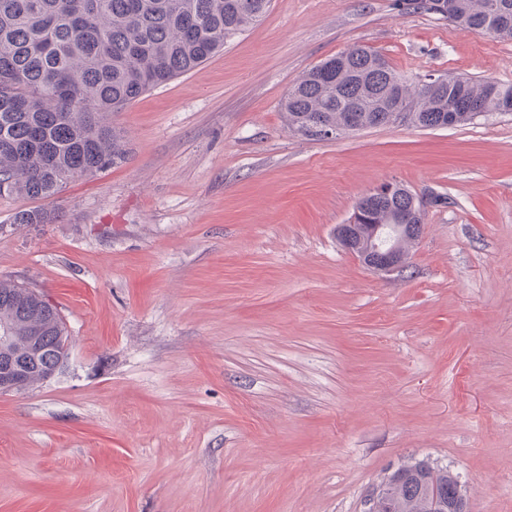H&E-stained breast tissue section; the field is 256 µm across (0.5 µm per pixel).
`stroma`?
I'll list each match as a JSON object with an SVG mask.
<instances>
[{"mask_svg":"<svg viewBox=\"0 0 512 512\" xmlns=\"http://www.w3.org/2000/svg\"><path fill=\"white\" fill-rule=\"evenodd\" d=\"M413 83L512 85V41L399 0H272L111 122L126 162L0 196V276L60 310L70 359L0 394V512H362L409 459L512 512V113L331 139L281 101L348 48ZM383 181L432 191L403 272L336 237Z\"/></svg>","mask_w":512,"mask_h":512,"instance_id":"obj_1","label":"stroma"}]
</instances>
